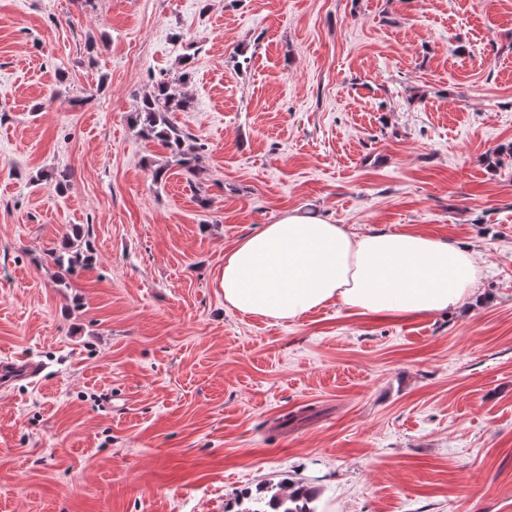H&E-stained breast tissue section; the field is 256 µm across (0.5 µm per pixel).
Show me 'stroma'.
<instances>
[{
  "label": "stroma",
  "instance_id": "1",
  "mask_svg": "<svg viewBox=\"0 0 512 512\" xmlns=\"http://www.w3.org/2000/svg\"><path fill=\"white\" fill-rule=\"evenodd\" d=\"M168 81L191 175L134 121ZM512 0H0V512H512ZM163 170L154 181L155 170ZM295 211L468 245L464 314L229 309ZM80 232L96 262L59 280ZM291 484L290 491L287 485ZM319 490L302 481L281 480L276 484L260 486L253 494L245 491L242 502L246 506L237 512H316Z\"/></svg>",
  "mask_w": 512,
  "mask_h": 512
}]
</instances>
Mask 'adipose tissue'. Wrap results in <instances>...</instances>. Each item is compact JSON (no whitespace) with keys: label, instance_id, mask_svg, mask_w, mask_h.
<instances>
[{"label":"adipose tissue","instance_id":"obj_1","mask_svg":"<svg viewBox=\"0 0 512 512\" xmlns=\"http://www.w3.org/2000/svg\"><path fill=\"white\" fill-rule=\"evenodd\" d=\"M478 275L473 253L445 239L358 236L286 212L227 252L218 280L228 307L285 321L332 303L360 314L452 313L475 296Z\"/></svg>","mask_w":512,"mask_h":512}]
</instances>
